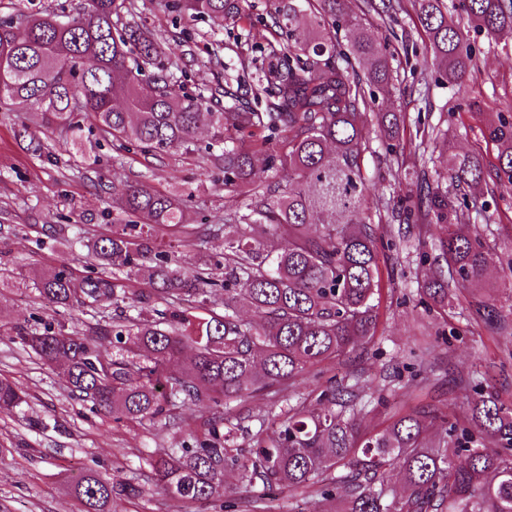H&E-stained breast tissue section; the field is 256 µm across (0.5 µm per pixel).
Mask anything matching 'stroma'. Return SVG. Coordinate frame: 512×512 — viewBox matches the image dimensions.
<instances>
[{
  "instance_id": "obj_1",
  "label": "stroma",
  "mask_w": 512,
  "mask_h": 512,
  "mask_svg": "<svg viewBox=\"0 0 512 512\" xmlns=\"http://www.w3.org/2000/svg\"><path fill=\"white\" fill-rule=\"evenodd\" d=\"M85 0H0V18L25 27L29 16L44 11L74 14ZM273 0H246L245 19L218 27L205 19H179L166 0H136L135 20L162 36L171 66L189 94L216 85H244L251 106L265 110V73L270 59L281 56L286 36L276 34L270 18ZM362 0H348L367 27L378 35L393 69L395 93L377 99V112L400 117L393 150H386L376 120L365 134L374 152L364 166L370 184L369 215L395 208L416 194L421 181L436 183L431 161L437 131L448 132L449 155H472L493 165L497 150L482 135L497 112H512V32L479 35L480 74L460 85L425 84L431 56L425 31L417 25L411 0H401L395 15L362 12ZM218 50L220 65L208 62V50ZM51 145L52 154H38L37 143ZM141 181L169 193L192 192L190 218L220 217L236 208L224 190V175L200 157L168 153L144 157L117 155L99 135L83 141L82 153L66 144L59 129L44 124L30 109H0V271L35 274L66 266L75 277L97 274L85 247L90 237L111 234L126 217L112 209V189ZM488 211L469 209L464 224L476 225L499 260L484 287L455 285L447 306L424 307L419 290L436 265L422 261L441 230L434 224H380L383 237L400 238L398 251H382L379 323L374 344L318 370L303 374L275 392L246 393L221 405L220 413L240 422V447L260 424H273L278 415L301 402L315 403L332 377L353 375L370 409L358 416L363 428L382 431L399 415L423 408L460 422L469 419L474 393L467 378L488 372L489 383L512 405V316L502 330L480 317V305L501 307L512 290V186L496 192ZM112 303L98 309L62 311L48 306L31 287L0 289V376L28 395L17 408H0V512H80L72 480L93 470L111 477L114 485L138 488L134 497L114 496L112 512H227V502L245 504L257 487L242 483L237 471L224 476L223 497L191 502L172 497L159 485L152 461L201 435L203 410L185 405L171 419L146 418L116 422L91 413L74 400L61 368L45 364L30 350L11 340L16 328H36L66 321L88 331L95 323L111 322ZM424 354L427 380L410 383L416 354Z\"/></svg>"
}]
</instances>
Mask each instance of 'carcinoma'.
<instances>
[{
  "mask_svg": "<svg viewBox=\"0 0 512 512\" xmlns=\"http://www.w3.org/2000/svg\"><path fill=\"white\" fill-rule=\"evenodd\" d=\"M243 0H170L168 10L190 19L236 23ZM346 0H279L273 24L288 39V54L269 70L271 101L263 112L229 89L176 90L178 78L145 68L165 53L161 38L133 21L135 0H86L82 12L31 17L20 30L0 20V105L41 111L81 142L97 131L118 152L199 154L196 133L210 130L203 159L224 172V190L244 198L233 217L189 222L192 195L166 194L144 184L113 189L112 206L131 217L112 235L87 244L101 268L141 278L148 288L127 297L110 276L76 279L65 266L31 278L49 305L92 308L104 300L164 306L155 321L123 317L88 335L65 325L19 328L13 339L45 363L61 366L71 392L90 410L116 421L167 417L172 409L220 406L245 392L274 390L375 337L379 279L378 225L366 215L370 186L363 173L372 145L364 120L377 95L392 93L390 63L372 31L345 11ZM430 38L431 65L450 85L479 72L469 31L455 15L488 35L512 31V0H413ZM350 54L339 55V38ZM341 61H336V56ZM218 96L236 111L213 106ZM497 147L495 169L469 156L448 158V132L439 135V163L450 184L427 188L402 208L410 222L440 224L444 236L433 262L439 273L421 288L427 300L448 303L449 283L481 285L495 257L473 224L457 223L469 207L461 188L512 185V113L498 112L483 129ZM288 169V179L261 172ZM224 238L223 256L203 255L184 274L156 244ZM285 247L272 253L265 239ZM224 290V314L195 316L210 294ZM249 307L254 319L238 315ZM194 356L180 361L183 349ZM345 376L312 408L288 410L253 445H237L240 425L211 424L196 446H183L152 463L164 491L208 501L224 491V473L238 468L242 482L262 490L310 488L318 512H512V406L483 388L470 421L448 423L442 442L426 439V411L400 416L382 432L361 431L357 415L368 405L358 383ZM25 396L0 378V408ZM81 512H112L115 495L135 488L112 484L94 471L73 483Z\"/></svg>",
  "mask_w": 512,
  "mask_h": 512,
  "instance_id": "carcinoma-1",
  "label": "carcinoma"
}]
</instances>
